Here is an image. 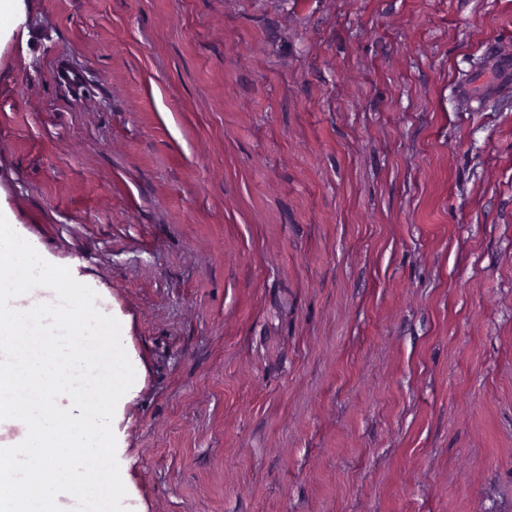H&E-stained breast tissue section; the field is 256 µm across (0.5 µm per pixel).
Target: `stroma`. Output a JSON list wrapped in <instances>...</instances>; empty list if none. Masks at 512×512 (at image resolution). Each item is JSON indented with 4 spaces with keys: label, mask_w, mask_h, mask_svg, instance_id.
Masks as SVG:
<instances>
[{
    "label": "stroma",
    "mask_w": 512,
    "mask_h": 512,
    "mask_svg": "<svg viewBox=\"0 0 512 512\" xmlns=\"http://www.w3.org/2000/svg\"><path fill=\"white\" fill-rule=\"evenodd\" d=\"M0 215L135 377L129 512H512V0H11Z\"/></svg>",
    "instance_id": "35a3bbf8"
}]
</instances>
